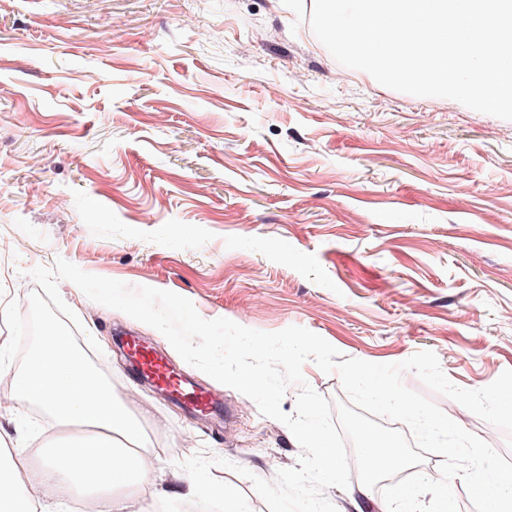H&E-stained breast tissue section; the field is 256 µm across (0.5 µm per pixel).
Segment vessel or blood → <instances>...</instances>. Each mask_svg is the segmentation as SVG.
I'll return each instance as SVG.
<instances>
[{"mask_svg": "<svg viewBox=\"0 0 512 512\" xmlns=\"http://www.w3.org/2000/svg\"><path fill=\"white\" fill-rule=\"evenodd\" d=\"M131 361L138 373L150 380L162 399H178L189 397L192 409L199 414L213 411L214 403L204 392H188L184 380L170 368L165 359L152 349L129 340L126 343Z\"/></svg>", "mask_w": 512, "mask_h": 512, "instance_id": "1", "label": "vessel or blood"}]
</instances>
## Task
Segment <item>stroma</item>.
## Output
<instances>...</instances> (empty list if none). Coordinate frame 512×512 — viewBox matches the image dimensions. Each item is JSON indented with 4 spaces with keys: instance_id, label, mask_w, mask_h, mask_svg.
<instances>
[{
    "instance_id": "35a3bbf8",
    "label": "stroma",
    "mask_w": 512,
    "mask_h": 512,
    "mask_svg": "<svg viewBox=\"0 0 512 512\" xmlns=\"http://www.w3.org/2000/svg\"><path fill=\"white\" fill-rule=\"evenodd\" d=\"M60 258L208 320L304 327L346 359L430 350L480 389L512 369V121L340 65L306 0H0V302L45 300L30 272ZM58 290L75 342H98L156 429L169 489L200 454L269 512L252 479L296 466L289 428L156 329ZM133 337L222 417L160 399ZM324 495L337 512L400 507L390 484Z\"/></svg>"
}]
</instances>
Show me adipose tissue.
I'll return each mask as SVG.
<instances>
[{"instance_id":"1","label":"adipose tissue","mask_w":512,"mask_h":512,"mask_svg":"<svg viewBox=\"0 0 512 512\" xmlns=\"http://www.w3.org/2000/svg\"><path fill=\"white\" fill-rule=\"evenodd\" d=\"M16 339L0 336V410L24 418L38 409L55 435L40 444L38 465L21 450L0 448V512H69L61 488L77 485L99 512H144L159 496L157 462H146L148 438L111 384L97 375L61 326L43 328L19 366L10 356Z\"/></svg>"}]
</instances>
